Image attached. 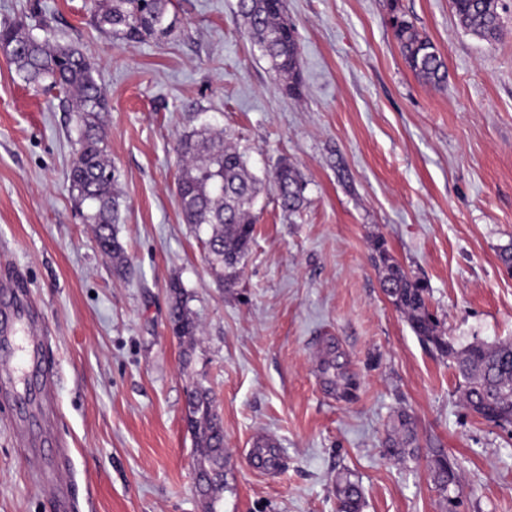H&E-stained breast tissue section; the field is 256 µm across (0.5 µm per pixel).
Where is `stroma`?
Wrapping results in <instances>:
<instances>
[{"label": "stroma", "mask_w": 512, "mask_h": 512, "mask_svg": "<svg viewBox=\"0 0 512 512\" xmlns=\"http://www.w3.org/2000/svg\"><path fill=\"white\" fill-rule=\"evenodd\" d=\"M39 4L49 36L94 61L109 156L123 197L125 261L103 255L66 171L76 116L35 93L0 53V284L21 282L48 329L52 383L0 375V512H208L186 421L195 384L224 427L215 512H336L350 474L362 512H446L432 449L455 462L456 512H512V427L463 404L449 358L387 300L372 241L428 286L456 346L512 341V0L503 38L466 33L449 0H399L444 58V88L405 63L388 0H285L299 41L293 98L248 41L238 0H174L173 33L126 42L99 30L91 0H0V20ZM223 129L265 177L279 159L307 184L289 214L264 192L235 287L214 274L181 218L173 150ZM180 278L199 324L174 336L167 285ZM335 349L356 386L322 372ZM418 458L382 444L397 412ZM281 464L258 467V440Z\"/></svg>", "instance_id": "stroma-1"}]
</instances>
